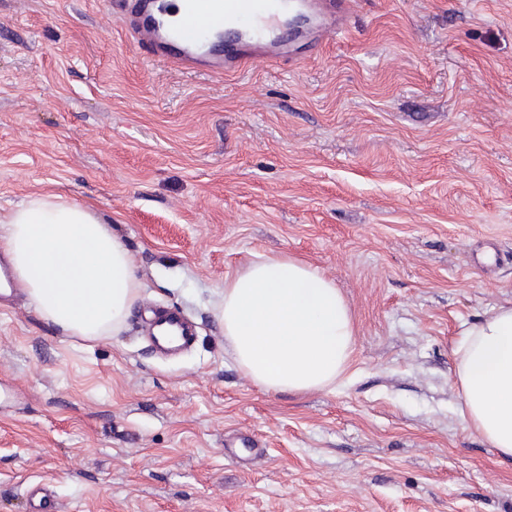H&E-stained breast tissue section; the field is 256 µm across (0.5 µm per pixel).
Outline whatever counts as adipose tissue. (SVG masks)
<instances>
[{
  "label": "adipose tissue",
  "instance_id": "obj_1",
  "mask_svg": "<svg viewBox=\"0 0 512 512\" xmlns=\"http://www.w3.org/2000/svg\"><path fill=\"white\" fill-rule=\"evenodd\" d=\"M0 247L43 319L85 340L121 331L139 295L137 260L91 206L29 198L0 214ZM218 317L238 365L266 390H321L348 371L349 305L332 279L299 258L255 254L225 277ZM453 354L462 414L512 456V304L463 330Z\"/></svg>",
  "mask_w": 512,
  "mask_h": 512
}]
</instances>
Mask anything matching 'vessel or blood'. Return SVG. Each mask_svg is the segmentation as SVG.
Listing matches in <instances>:
<instances>
[{"label":"vessel or blood","instance_id":"obj_1","mask_svg":"<svg viewBox=\"0 0 512 512\" xmlns=\"http://www.w3.org/2000/svg\"><path fill=\"white\" fill-rule=\"evenodd\" d=\"M123 14L138 47L149 59L174 68L222 75L250 66L296 61V50L280 43L278 33L297 0H181L178 19L158 0H121ZM358 0H313L319 22L316 43L346 32ZM164 350L190 345L195 333L178 312L159 313L150 333Z\"/></svg>","mask_w":512,"mask_h":512}]
</instances>
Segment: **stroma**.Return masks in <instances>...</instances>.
Listing matches in <instances>:
<instances>
[{"label":"stroma","mask_w":512,"mask_h":512,"mask_svg":"<svg viewBox=\"0 0 512 512\" xmlns=\"http://www.w3.org/2000/svg\"><path fill=\"white\" fill-rule=\"evenodd\" d=\"M92 205L139 263L123 330L0 304V512H512L460 413L453 344L512 303V0H363L299 64L146 58L119 0H0V208ZM333 278V388L266 391L217 317L254 253ZM193 347L165 359L150 309ZM150 336L160 349L172 350L190 345L195 333L183 315L175 311H162L152 325Z\"/></svg>","instance_id":"obj_1"}]
</instances>
